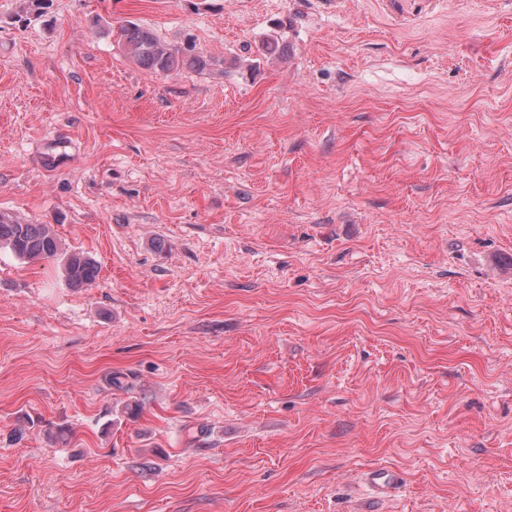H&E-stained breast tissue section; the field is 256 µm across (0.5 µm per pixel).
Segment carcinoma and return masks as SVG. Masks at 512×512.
<instances>
[{"label":"carcinoma","mask_w":512,"mask_h":512,"mask_svg":"<svg viewBox=\"0 0 512 512\" xmlns=\"http://www.w3.org/2000/svg\"><path fill=\"white\" fill-rule=\"evenodd\" d=\"M118 44L125 54L141 68L170 73L184 69L207 72L217 66V61L198 52L191 42L172 47L149 28L129 21L117 30ZM285 45L275 36L264 37L256 47L263 57L282 55ZM9 248L23 261L52 258L59 254L62 244L48 224H29L8 213L0 212V247ZM63 271L67 283L73 288H83L94 283L99 274L95 260L83 252L66 255Z\"/></svg>","instance_id":"1"}]
</instances>
